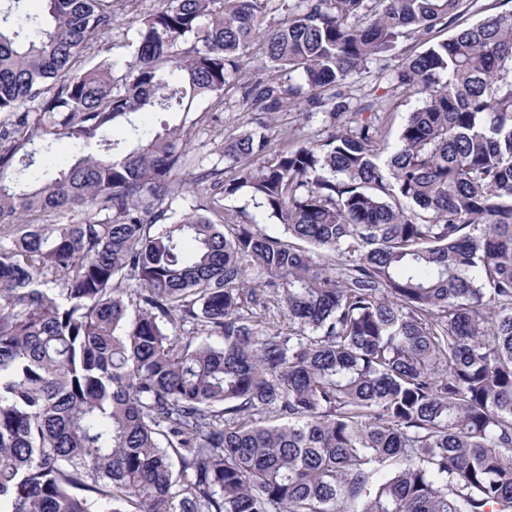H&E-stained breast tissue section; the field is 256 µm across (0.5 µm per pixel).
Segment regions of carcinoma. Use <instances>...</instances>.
I'll return each mask as SVG.
<instances>
[{
    "label": "carcinoma",
    "mask_w": 512,
    "mask_h": 512,
    "mask_svg": "<svg viewBox=\"0 0 512 512\" xmlns=\"http://www.w3.org/2000/svg\"><path fill=\"white\" fill-rule=\"evenodd\" d=\"M45 2L0 15V512H512V10L159 0L118 75L114 0ZM258 37L243 109L304 93L332 133L260 120L192 164L193 104ZM409 40L390 152V94L336 120ZM393 101H394V122L392 126V131L389 137V146H393L398 142V136L408 120V117L411 112L418 105V96L410 94L408 92H402L401 89H398L393 92ZM70 153V145L66 139L58 140L50 153L43 151L36 154V166L38 169H54L60 165Z\"/></svg>",
    "instance_id": "cac0c4a2"
}]
</instances>
